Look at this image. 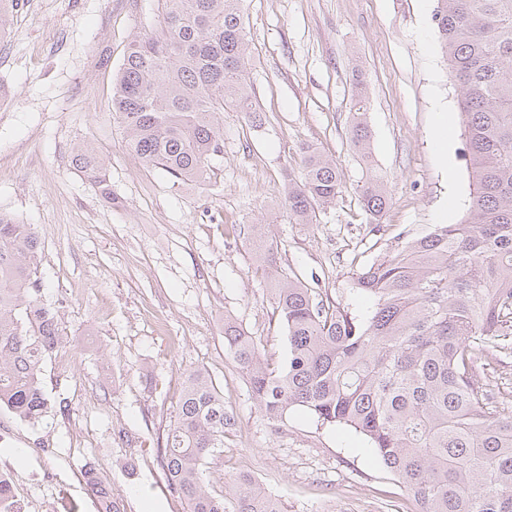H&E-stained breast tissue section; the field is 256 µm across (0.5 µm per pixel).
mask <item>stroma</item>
<instances>
[{
	"label": "stroma",
	"instance_id": "stroma-1",
	"mask_svg": "<svg viewBox=\"0 0 512 512\" xmlns=\"http://www.w3.org/2000/svg\"><path fill=\"white\" fill-rule=\"evenodd\" d=\"M433 0H242L256 115L225 109L224 152L180 181L129 149L112 89L134 36L160 28L164 0H17L0 43V213L35 225L41 304L61 342L44 366L53 407L38 424L0 408V471L18 512H98L87 467L123 512H185L160 450L186 372L202 367L237 424L206 478L252 475L284 512H417L365 437L304 410L276 425L224 351V320L288 357L247 228L270 224L277 264L363 313L357 267L466 214L472 189L457 92L432 22ZM366 87L370 151L389 192L380 220L362 206L351 147L355 77ZM446 109L448 152L434 136ZM103 155L113 202L71 163ZM333 160L344 185L314 224L283 205L300 144ZM24 449L16 458L15 449Z\"/></svg>",
	"mask_w": 512,
	"mask_h": 512
}]
</instances>
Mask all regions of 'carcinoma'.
<instances>
[{
    "mask_svg": "<svg viewBox=\"0 0 512 512\" xmlns=\"http://www.w3.org/2000/svg\"><path fill=\"white\" fill-rule=\"evenodd\" d=\"M242 0H165L159 31L136 37L116 75L112 109L146 163L181 181L203 178L224 150V108L256 111L246 78ZM16 0H0V37ZM432 21L458 92L473 191L466 219L387 252L352 273L372 306L361 316L277 267L269 225H249L268 270L288 362L273 367L260 341L224 318V350L245 374L269 420L301 407L318 422L366 437L418 512H512V411L481 382L479 362L512 350V0H435ZM350 141L368 156L367 100L355 78ZM283 203L294 224H314L336 202V164L310 144ZM72 164L114 201L103 160L89 143ZM376 221L388 204L383 178L360 186ZM37 229L0 214V406L36 424L51 409L43 365L59 344L58 311L37 301ZM203 368L185 374L161 462L187 512H282L248 473L228 490L206 484L208 460L235 426ZM99 512H121L93 469L84 471Z\"/></svg>",
    "mask_w": 512,
    "mask_h": 512,
    "instance_id": "carcinoma-1",
    "label": "carcinoma"
}]
</instances>
